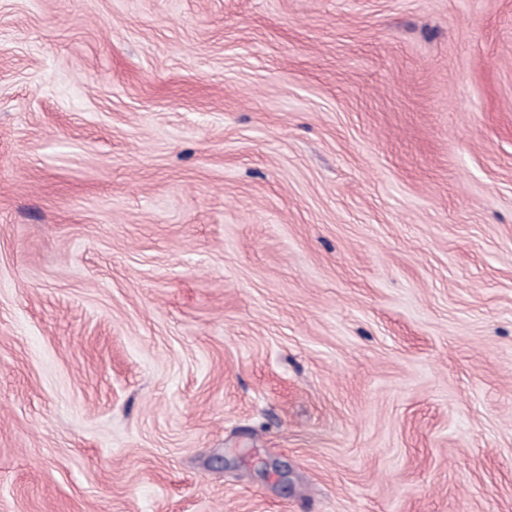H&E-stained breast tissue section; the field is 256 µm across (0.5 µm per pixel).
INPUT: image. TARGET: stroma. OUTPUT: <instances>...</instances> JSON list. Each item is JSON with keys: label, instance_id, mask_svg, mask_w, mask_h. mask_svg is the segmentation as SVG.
I'll return each mask as SVG.
<instances>
[{"label": "stroma", "instance_id": "35a3bbf8", "mask_svg": "<svg viewBox=\"0 0 512 512\" xmlns=\"http://www.w3.org/2000/svg\"><path fill=\"white\" fill-rule=\"evenodd\" d=\"M0 512H512V0H0Z\"/></svg>", "mask_w": 512, "mask_h": 512}]
</instances>
